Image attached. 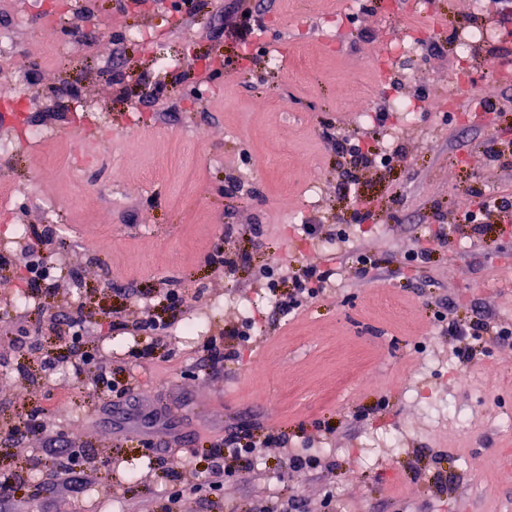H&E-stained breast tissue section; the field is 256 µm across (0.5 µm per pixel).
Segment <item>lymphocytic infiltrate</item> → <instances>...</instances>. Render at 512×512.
Listing matches in <instances>:
<instances>
[{"label":"lymphocytic infiltrate","instance_id":"1","mask_svg":"<svg viewBox=\"0 0 512 512\" xmlns=\"http://www.w3.org/2000/svg\"><path fill=\"white\" fill-rule=\"evenodd\" d=\"M388 119L387 113H378L374 125L363 133L347 132L343 125L327 126L324 135L336 143V150L343 160L341 188L353 199L354 210L352 218L355 223H370L376 218V213L370 202L358 194L356 187L360 181V173L370 167L390 168L403 160L402 149L392 153L381 152L376 143L381 133L380 129ZM53 245L66 249L67 243L55 234L53 228H45L28 246L29 259L24 269L26 272L25 288L27 294L48 300L59 292L57 281L51 279L47 264L42 255L45 246ZM333 275L332 270L308 266L291 277L288 292L281 294L278 308L283 315L297 313L304 302L316 299L326 289ZM438 321L444 322L448 335L460 339L461 347L456 354L460 360L467 361L473 356V350L467 346V339L492 333L502 342L512 340V323L503 322L491 325L488 318L480 317L463 323L457 319L446 318L438 314ZM88 317L83 308L60 310L55 314V332L60 341L82 345L79 355L66 352L42 358L41 364L45 373L51 374L64 364H72L77 372L88 373L97 391L118 398L133 391L132 384H123L113 379L108 371L103 356L97 346L86 343ZM286 433L274 430L260 431L254 428H238L229 431L224 438L209 448L203 449L200 458L205 461L206 483L208 490H218L225 478L250 472L255 457L262 448L269 445H286ZM53 455L57 461L56 479L69 488L76 489L87 483L95 468L92 459L86 451L76 448H57Z\"/></svg>","mask_w":512,"mask_h":512}]
</instances>
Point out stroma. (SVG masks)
<instances>
[{
  "mask_svg": "<svg viewBox=\"0 0 512 512\" xmlns=\"http://www.w3.org/2000/svg\"><path fill=\"white\" fill-rule=\"evenodd\" d=\"M237 4L94 0L88 14L75 0H0V26L17 28L0 83L25 75L31 87L0 109V138L17 136L23 121L56 132L0 162V238L18 256L16 227L36 234L51 223L70 245L69 255L47 258L61 274L55 304L20 307L16 271L0 270V472L24 477L29 512H161L171 471L185 491L181 512H279L287 449L276 446L256 473L225 479L207 497L191 491L203 479L194 450L254 426L321 455V468L291 482L313 512L327 495L333 512H512V342L483 337L463 362L434 319L450 301L465 322L479 313L512 321V236L451 228L476 206L473 187L512 193V165L481 153L492 139L512 143V81L491 73L512 56V0H436L428 16L389 10L386 0H247L261 27L245 38L224 26ZM476 24L496 37L472 52L463 90L453 41ZM425 28L445 53L420 45L383 79L384 46ZM133 29L148 41H129ZM280 42L288 53L273 70L267 55ZM56 43L66 55L53 52ZM160 47L179 56L177 70L157 73ZM200 54L210 66L198 64ZM158 87L156 102L148 92ZM420 89L451 109L390 114L406 161L363 173L360 191L378 219L351 225L349 243L337 246L336 218L351 203L325 124H356L360 111H384L389 95L412 99ZM487 98L502 114L484 113ZM87 105L107 130L84 124ZM440 221L448 236L431 242ZM427 245L431 262L409 271L406 254ZM219 247L236 260L234 272L208 265ZM361 251L380 260L365 277L356 271ZM278 260L294 271L333 269L335 285L297 315L275 314L257 271ZM166 285L188 301L174 322L154 301ZM72 304L102 325L98 345L113 378L136 381L115 405L86 374L41 368V356L63 347L47 316ZM148 315L169 322L162 340L172 354L128 363V350L148 343L132 330ZM245 320L251 339L242 345L232 331ZM214 336L240 349L217 374L203 354ZM382 396L388 408L371 413ZM155 407L171 435L188 436L159 465L141 444ZM36 408L53 417L57 445L94 461L77 495L55 488L42 439L3 443Z\"/></svg>",
  "mask_w": 512,
  "mask_h": 512,
  "instance_id": "1",
  "label": "stroma"
}]
</instances>
